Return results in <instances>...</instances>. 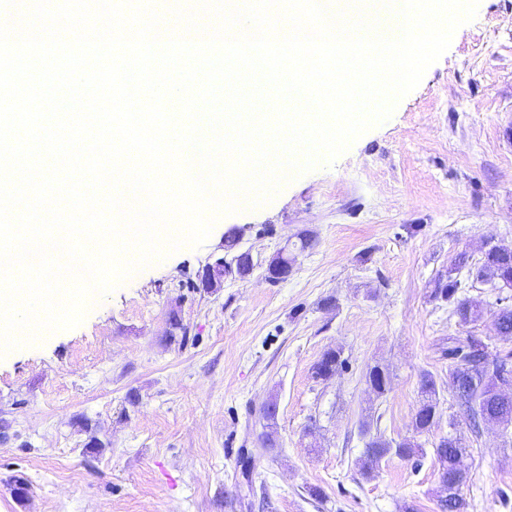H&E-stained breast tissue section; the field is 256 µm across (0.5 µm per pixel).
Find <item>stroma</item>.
Wrapping results in <instances>:
<instances>
[{"instance_id":"stroma-1","label":"stroma","mask_w":512,"mask_h":512,"mask_svg":"<svg viewBox=\"0 0 512 512\" xmlns=\"http://www.w3.org/2000/svg\"><path fill=\"white\" fill-rule=\"evenodd\" d=\"M463 29L332 163L221 216L204 244L100 295L78 326L0 357V512H440L432 450L448 435L467 512H512V424L472 431L442 353L467 335L512 351L494 325L512 288L472 274L488 245L512 249V0H479ZM301 232L314 247L293 251L288 280H265L261 265ZM232 234L252 276L190 288ZM461 254L457 296L485 309L467 326L431 295ZM173 314L188 342L169 340ZM330 349L346 364L318 379ZM376 365L390 379L381 396L365 379ZM426 375L439 404L419 435ZM376 435L425 455L364 473Z\"/></svg>"}]
</instances>
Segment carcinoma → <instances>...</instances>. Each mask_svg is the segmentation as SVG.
Masks as SVG:
<instances>
[{
  "label": "carcinoma",
  "instance_id": "carcinoma-1",
  "mask_svg": "<svg viewBox=\"0 0 512 512\" xmlns=\"http://www.w3.org/2000/svg\"><path fill=\"white\" fill-rule=\"evenodd\" d=\"M465 265V257L456 259L448 268L447 281L438 282L434 296L454 304V313L459 321L470 324L481 318L483 308L478 302L457 298L460 281L453 274ZM475 277L496 288L506 284L512 286V250L502 251L496 247L486 250L481 265L475 270ZM496 328L498 336L512 339V305L498 309ZM451 342L452 345L448 347V387L458 409L470 417V423L475 428L482 423L512 422V392L499 388L503 362L512 359V352L503 356L493 355L487 344L472 336L453 337ZM343 364L340 352L328 350L316 364V377L329 379ZM366 380L379 396L388 390L389 376L378 366L369 369ZM421 394L420 405L413 419V428L418 434L431 432L436 420V384L429 375L421 381ZM461 454L462 448L451 436L442 437L435 443L434 457L438 466L436 494L440 512H464L466 502L461 490L466 482V471L460 467ZM387 456L401 459L422 457L424 449L409 440L394 443L380 437L372 438L365 443V470H373Z\"/></svg>",
  "mask_w": 512,
  "mask_h": 512
}]
</instances>
